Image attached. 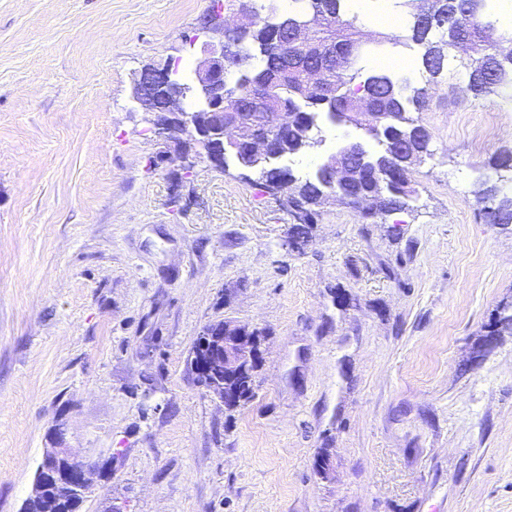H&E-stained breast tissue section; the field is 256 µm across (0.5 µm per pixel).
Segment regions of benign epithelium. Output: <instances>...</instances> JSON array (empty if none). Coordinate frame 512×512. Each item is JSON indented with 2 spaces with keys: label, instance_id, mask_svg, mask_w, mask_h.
Segmentation results:
<instances>
[{
  "label": "benign epithelium",
  "instance_id": "benign-epithelium-1",
  "mask_svg": "<svg viewBox=\"0 0 512 512\" xmlns=\"http://www.w3.org/2000/svg\"><path fill=\"white\" fill-rule=\"evenodd\" d=\"M236 19H224L223 3L217 2L204 17L202 32L205 40L200 55L195 61L191 76L187 79L185 98L192 104L189 112L176 116L156 108L145 97V89H162L170 78L178 76V68L171 63L144 66L133 79L132 100L146 114L148 122L158 133H166L179 122L182 135L191 140L193 152L175 150L181 169L190 174L204 163L217 171L226 167L225 155L232 151L238 159L237 165L251 173L292 154L288 149V127L298 117L295 112H286L275 104L279 83L288 70L302 68L306 71L308 91L323 95L328 111L336 107V86L345 72L336 66V39L320 45L313 39L314 31L326 25L333 14L325 11L322 0H309L306 11L292 18L283 12L277 0H268L264 12L259 14L249 0H236ZM477 0H446L441 11L418 8L413 12L414 27L430 29L448 24L460 30L468 22ZM291 25L288 41L280 52L281 69L261 84L252 85L248 96L241 93L242 85L250 80V71L241 61L230 56L225 48L227 42L243 38L256 31L262 23ZM266 104L267 111L257 112L255 107ZM339 123L353 125L366 133L380 132L386 126L408 124L405 112H380L370 97L361 98L352 112L341 113ZM322 168L334 175L339 187L358 179L364 170L377 169V162L363 143L349 142L329 156ZM259 342L248 336L240 326L225 322L218 332V339L206 352V359L199 361L194 371L199 382L207 385L224 406L234 405L237 393L224 388V383L213 382L219 374L236 377L258 363ZM97 466L78 458L68 448H48L38 465L31 493L26 501L38 500L47 492L68 499L79 509L84 499L92 492L93 475Z\"/></svg>",
  "mask_w": 512,
  "mask_h": 512
}]
</instances>
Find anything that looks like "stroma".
I'll return each instance as SVG.
<instances>
[{"label": "stroma", "instance_id": "stroma-1", "mask_svg": "<svg viewBox=\"0 0 512 512\" xmlns=\"http://www.w3.org/2000/svg\"><path fill=\"white\" fill-rule=\"evenodd\" d=\"M212 4L0 0V512L54 446L108 465L82 512H512V224L476 196L512 189V98L449 52L409 208L326 206L295 250L286 197L178 173L131 99ZM322 136L297 176L363 132ZM223 320L262 352L231 410L191 365Z\"/></svg>", "mask_w": 512, "mask_h": 512}]
</instances>
